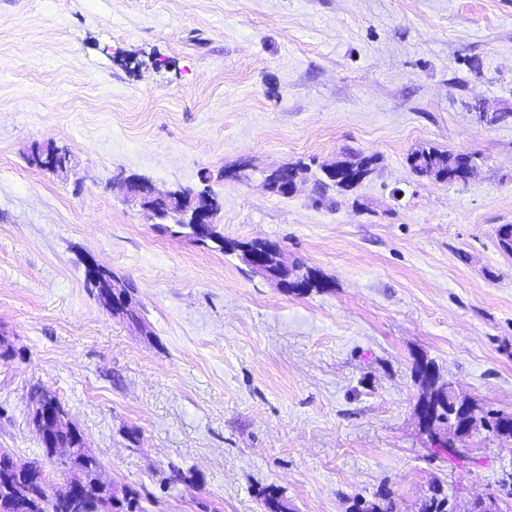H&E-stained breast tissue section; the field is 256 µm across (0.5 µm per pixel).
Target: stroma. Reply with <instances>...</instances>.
I'll use <instances>...</instances> for the list:
<instances>
[{
    "label": "stroma",
    "mask_w": 512,
    "mask_h": 512,
    "mask_svg": "<svg viewBox=\"0 0 512 512\" xmlns=\"http://www.w3.org/2000/svg\"><path fill=\"white\" fill-rule=\"evenodd\" d=\"M66 148L71 168L30 165ZM474 156L414 175L418 147ZM376 156L350 191H266L264 171ZM210 186L226 239L277 242L327 290L298 295L236 255L147 222L112 191ZM512 0H0V448L44 449L52 390L125 512H350L388 496L459 512L502 492L512 444L464 458L418 427L424 356L512 413ZM130 285L138 322L81 257ZM30 419L37 431V426L44 428L55 427L67 417V413L61 405H55V408L48 410L43 404L33 405L30 403Z\"/></svg>",
    "instance_id": "35a3bbf8"
}]
</instances>
